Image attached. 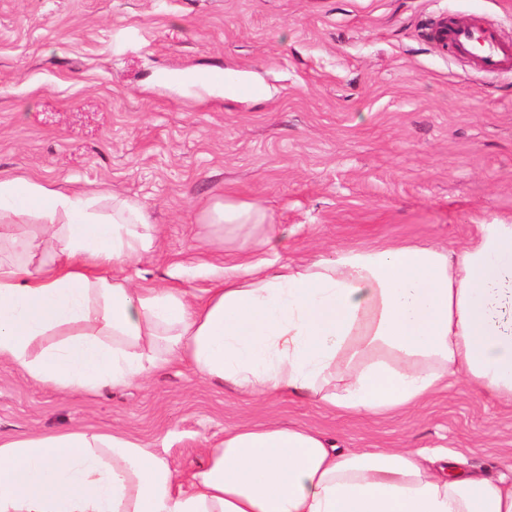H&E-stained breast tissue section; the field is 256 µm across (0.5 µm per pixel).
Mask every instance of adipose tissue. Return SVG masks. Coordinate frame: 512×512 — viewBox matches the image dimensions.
<instances>
[{
	"label": "adipose tissue",
	"mask_w": 512,
	"mask_h": 512,
	"mask_svg": "<svg viewBox=\"0 0 512 512\" xmlns=\"http://www.w3.org/2000/svg\"><path fill=\"white\" fill-rule=\"evenodd\" d=\"M154 240L129 199L0 177V365L64 395L185 360L245 394L353 414L417 406L452 376L512 404V223L458 248L339 249L274 272L246 259L200 294L123 276ZM206 455L180 479L118 432L0 440V512H512V480L444 452L245 425Z\"/></svg>",
	"instance_id": "obj_1"
}]
</instances>
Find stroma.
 Masks as SVG:
<instances>
[{"label": "stroma", "instance_id": "obj_1", "mask_svg": "<svg viewBox=\"0 0 512 512\" xmlns=\"http://www.w3.org/2000/svg\"><path fill=\"white\" fill-rule=\"evenodd\" d=\"M479 17L512 44V0H0V176L107 189L140 205L154 250L136 285L212 287V265L276 266L340 248L465 245L512 221V70L484 73L432 38ZM257 77L253 101L196 76ZM262 225L211 224L224 200ZM276 250L261 248L267 228ZM301 425L338 447L445 448L512 477V408L463 382L420 406L344 415L298 397L255 398L188 362L144 384L60 394L0 367V438L126 432L176 477L242 424Z\"/></svg>", "mask_w": 512, "mask_h": 512}]
</instances>
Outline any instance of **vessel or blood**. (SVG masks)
<instances>
[{
	"label": "vessel or blood",
	"mask_w": 512,
	"mask_h": 512,
	"mask_svg": "<svg viewBox=\"0 0 512 512\" xmlns=\"http://www.w3.org/2000/svg\"><path fill=\"white\" fill-rule=\"evenodd\" d=\"M449 51L470 60L483 71L512 68V45L500 40L496 30L479 20L457 23L442 34Z\"/></svg>",
	"instance_id": "b4317fda"
}]
</instances>
